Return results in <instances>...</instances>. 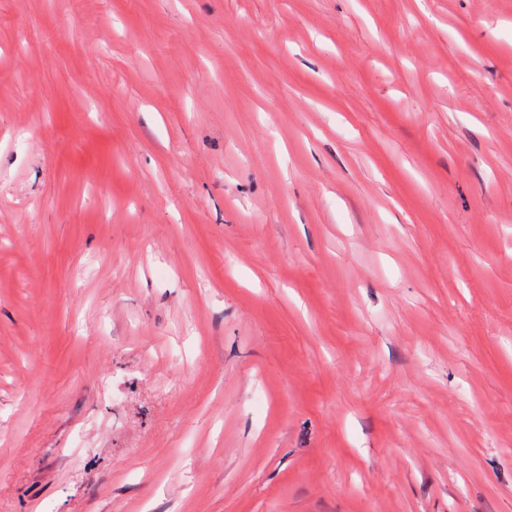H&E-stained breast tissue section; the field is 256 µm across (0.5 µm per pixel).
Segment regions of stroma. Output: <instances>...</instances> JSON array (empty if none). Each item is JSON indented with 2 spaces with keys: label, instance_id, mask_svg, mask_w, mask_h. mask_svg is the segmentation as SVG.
<instances>
[{
  "label": "stroma",
  "instance_id": "1",
  "mask_svg": "<svg viewBox=\"0 0 512 512\" xmlns=\"http://www.w3.org/2000/svg\"><path fill=\"white\" fill-rule=\"evenodd\" d=\"M0 512H512V0H0Z\"/></svg>",
  "mask_w": 512,
  "mask_h": 512
}]
</instances>
